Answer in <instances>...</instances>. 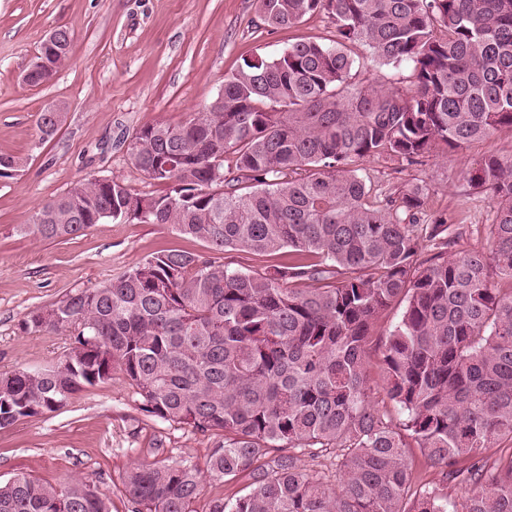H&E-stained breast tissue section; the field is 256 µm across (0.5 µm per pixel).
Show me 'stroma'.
I'll list each match as a JSON object with an SVG mask.
<instances>
[{
    "label": "stroma",
    "mask_w": 512,
    "mask_h": 512,
    "mask_svg": "<svg viewBox=\"0 0 512 512\" xmlns=\"http://www.w3.org/2000/svg\"><path fill=\"white\" fill-rule=\"evenodd\" d=\"M72 34L68 65L50 81H24L48 31ZM327 17L290 29L259 19L257 0H0V155L24 158L0 180V374L47 364L70 348L63 333L25 332L30 311L116 277L166 247L203 251L171 226L104 220L69 240H38L24 230L34 210L85 180L115 178L132 190L159 193L132 165L128 143L157 121L178 125L204 111L246 58L273 57L299 39L329 38ZM64 105L57 133L40 139L47 105ZM512 152L501 136L410 166L381 160L366 173L383 194L407 185L428 189L431 213L477 225L462 248L481 247L492 222L482 195L463 172L485 156ZM394 305L375 324L368 374L380 411H396L383 390L382 351L401 315ZM210 437L143 411L121 374L78 393L63 409L0 429V481L27 474L54 485L81 475L110 499L111 512H131L124 476L131 462L163 460L204 467Z\"/></svg>",
    "instance_id": "1"
}]
</instances>
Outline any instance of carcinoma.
Here are the masks:
<instances>
[{
  "label": "carcinoma",
  "mask_w": 512,
  "mask_h": 512,
  "mask_svg": "<svg viewBox=\"0 0 512 512\" xmlns=\"http://www.w3.org/2000/svg\"><path fill=\"white\" fill-rule=\"evenodd\" d=\"M324 13L326 42L245 59L206 111L156 122L128 144L163 184L138 193L93 178L42 203L26 232L71 240L109 217L171 226L208 251L167 247L96 288L35 309L24 332L73 336L51 365L0 376V429L64 408L121 373L151 416L217 438L206 468L133 463V512H512V154L463 173L493 211L491 249L457 250L460 227L427 216L418 185L373 194L362 165L418 164L436 147L512 136V0H259L273 29ZM43 41L27 82L68 60L70 31ZM409 70L403 93L355 84L354 49ZM59 112H42L52 136ZM24 160L0 156V179ZM427 247L432 255L419 260ZM269 257L236 268L229 252ZM405 303L382 361L398 426L372 400L373 324ZM445 476L411 492L408 440ZM336 453V487L299 465ZM250 482L196 503L204 481ZM0 512H110L93 481L0 482Z\"/></svg>",
  "instance_id": "cac0c4a2"
}]
</instances>
